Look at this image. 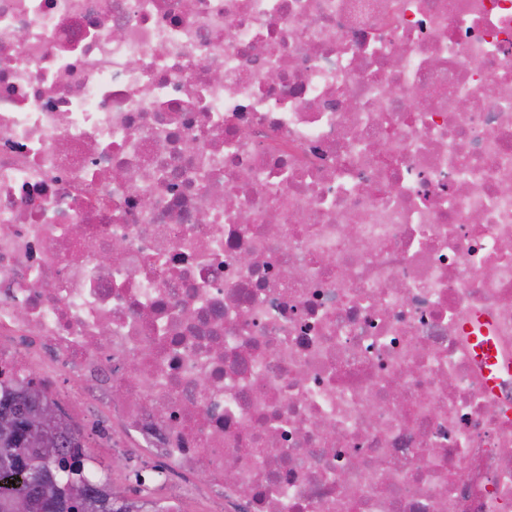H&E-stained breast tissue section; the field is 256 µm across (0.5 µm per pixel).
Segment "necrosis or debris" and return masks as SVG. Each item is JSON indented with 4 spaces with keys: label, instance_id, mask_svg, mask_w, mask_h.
Returning a JSON list of instances; mask_svg holds the SVG:
<instances>
[{
    "label": "necrosis or debris",
    "instance_id": "obj_1",
    "mask_svg": "<svg viewBox=\"0 0 512 512\" xmlns=\"http://www.w3.org/2000/svg\"><path fill=\"white\" fill-rule=\"evenodd\" d=\"M476 317L512 363V0H0V391L214 512H512Z\"/></svg>",
    "mask_w": 512,
    "mask_h": 512
}]
</instances>
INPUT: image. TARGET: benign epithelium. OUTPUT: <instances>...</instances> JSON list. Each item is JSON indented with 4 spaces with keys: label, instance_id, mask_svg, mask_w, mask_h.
<instances>
[{
    "label": "benign epithelium",
    "instance_id": "obj_1",
    "mask_svg": "<svg viewBox=\"0 0 512 512\" xmlns=\"http://www.w3.org/2000/svg\"><path fill=\"white\" fill-rule=\"evenodd\" d=\"M0 433L17 437L21 444L4 457L6 465L26 472L33 470L38 461L45 463V467L35 474V491L14 504L15 512H80V502L75 498L48 499L42 496V490L54 484L57 473L65 464L54 448V440L42 425L40 412L1 411Z\"/></svg>",
    "mask_w": 512,
    "mask_h": 512
}]
</instances>
